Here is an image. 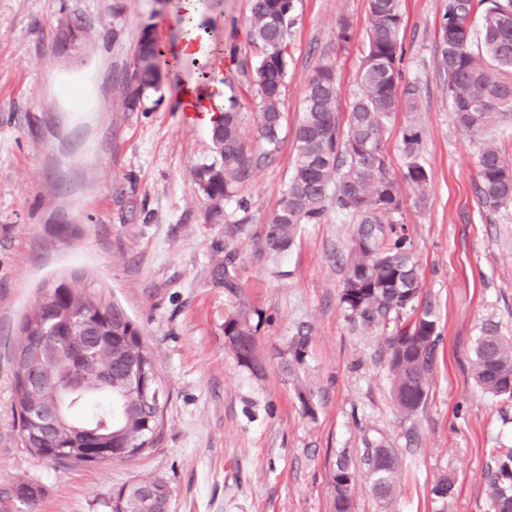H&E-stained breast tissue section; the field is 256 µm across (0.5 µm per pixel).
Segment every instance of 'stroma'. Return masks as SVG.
<instances>
[{
    "label": "stroma",
    "instance_id": "stroma-1",
    "mask_svg": "<svg viewBox=\"0 0 512 512\" xmlns=\"http://www.w3.org/2000/svg\"><path fill=\"white\" fill-rule=\"evenodd\" d=\"M200 27L224 64L244 119L240 137L258 150L257 100L247 73L257 56L247 30L253 0H198ZM448 0H403L402 75L418 81L428 180L405 178L404 113L383 146L403 201L401 221L418 265L422 297L441 338L426 407L396 409L384 330L352 324L339 301L354 226L335 211L306 224L285 253L258 254L292 170L294 134L309 77L334 64L340 110L366 52V0H295L282 96L280 151L255 166L224 207L248 203L243 230L206 220L194 173L213 157L207 128L178 110L195 69L163 70L140 110L122 105L133 47L144 28L175 47L184 27L168 0H0V512H112V496L136 479H159L171 512H335L330 479L338 455L353 467V512H485L490 449L512 446V403L482 392L472 375L484 323L512 336V205L477 191L480 137L450 110L436 34ZM167 16L165 28L157 19ZM349 17L352 40H336ZM87 35L67 52L62 23ZM225 245L236 254L239 296L215 282ZM60 279L117 301L157 360L167 400L156 449L132 461L63 467L23 448L12 357L25 314ZM257 327L259 372L229 353L224 320L238 306ZM309 330L305 363L288 373L282 352ZM312 392L306 416L298 385ZM398 449L397 493L380 505L369 491L366 449ZM451 477L441 503L435 480ZM38 487L35 502L16 488Z\"/></svg>",
    "mask_w": 512,
    "mask_h": 512
}]
</instances>
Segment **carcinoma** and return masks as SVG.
Masks as SVG:
<instances>
[{"mask_svg": "<svg viewBox=\"0 0 512 512\" xmlns=\"http://www.w3.org/2000/svg\"><path fill=\"white\" fill-rule=\"evenodd\" d=\"M367 51L356 78L346 121L338 110L340 87L333 65L320 66L309 79L294 139V162L278 209L258 236L259 252L287 251L304 224H319L327 209L357 225L346 262L340 303L347 318L388 331V366L392 393L399 411L412 416L428 402L439 339L437 321L423 303L417 262L411 243L399 224L402 198L390 176L391 159L383 147V130L396 112L407 114L402 128L406 178L427 182L420 162L422 130L420 87L403 80L401 0H368ZM294 0H255L249 40L259 55L252 69L258 99L261 152L248 150L239 136L241 113L230 103L210 131L215 157L195 171V181L211 201L207 220L243 226L248 218H232L223 201L250 175L254 166L273 159L280 149L282 94L287 78L288 41L294 24ZM139 52V94L125 103L134 112L160 89L163 54L161 40L143 37ZM439 66L448 77L451 112L459 127L485 137L478 157V192L495 206L512 204V163H508L491 132L512 122V0H448L438 31ZM231 295L240 291L232 252L212 270ZM54 300L39 301L22 323V339L15 351V401L20 409L55 400L56 392L39 382L46 365L60 363L66 349L39 332L49 316L67 322L75 307L84 312L90 336L104 331L111 342L99 348L102 363L112 370V388L91 385L65 400L57 426L44 431L20 420L24 445L37 456H51L63 465L82 464L84 456L63 446L97 429L112 446L117 461L141 457L155 448L163 427L165 402L146 404L141 393L128 388L132 369H146L158 379L156 360L141 341L138 327L115 302L101 292L72 288L65 280L50 286ZM224 337L237 364L260 368L256 357V327L247 309L224 320ZM309 336L299 328L287 346L285 368L294 372L305 363ZM479 386L488 394L512 402V337L496 324L481 329L473 352ZM372 495L385 504L397 490L401 455L379 445L367 455ZM353 472L345 457L336 459L331 480L336 512H351ZM487 512H512V448H493L485 471ZM151 498L157 512H168L170 491L157 479H138L112 497V512H146Z\"/></svg>", "mask_w": 512, "mask_h": 512, "instance_id": "1", "label": "carcinoma"}]
</instances>
